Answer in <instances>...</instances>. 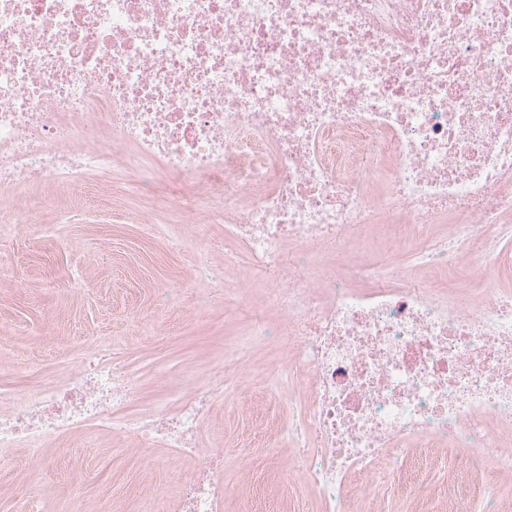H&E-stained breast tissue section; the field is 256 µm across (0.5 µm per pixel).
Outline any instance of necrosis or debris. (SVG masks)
I'll return each mask as SVG.
<instances>
[{"mask_svg":"<svg viewBox=\"0 0 512 512\" xmlns=\"http://www.w3.org/2000/svg\"><path fill=\"white\" fill-rule=\"evenodd\" d=\"M133 175L138 223L222 250L196 278L279 336L268 387L297 402L279 433L320 512L419 480L417 449L512 469V0H0V224L43 231L38 185ZM224 227L212 238V225ZM257 282L241 295L239 281ZM242 353L140 406L100 344L0 415V450L81 431L194 460L173 512H224L214 402Z\"/></svg>","mask_w":512,"mask_h":512,"instance_id":"necrosis-or-debris-1","label":"necrosis or debris"}]
</instances>
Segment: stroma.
Segmentation results:
<instances>
[{
	"label": "stroma",
	"instance_id": "stroma-1",
	"mask_svg": "<svg viewBox=\"0 0 512 512\" xmlns=\"http://www.w3.org/2000/svg\"><path fill=\"white\" fill-rule=\"evenodd\" d=\"M143 205L116 185L109 211L75 210L69 223L54 226L51 238H35L21 224L0 227L11 243L0 268V320L15 329L0 346L1 413L26 386L55 381L75 368L82 350L102 342L138 370L146 402L174 391L159 382V373L198 371L237 348L245 309L225 305L196 281V247L152 238L133 222ZM259 387L254 379L228 390L205 427V441L227 451L224 512H316L313 496L287 467L286 443L242 445L260 421L240 404ZM434 454L435 467L409 496L380 490L371 512H448V477L461 451L442 447ZM191 472V462L172 460L165 448L75 434L36 454L0 452V512H16L22 490L42 493L51 512H67L75 498L86 512L104 503L118 512H155L162 499L176 497Z\"/></svg>",
	"mask_w": 512,
	"mask_h": 512
}]
</instances>
